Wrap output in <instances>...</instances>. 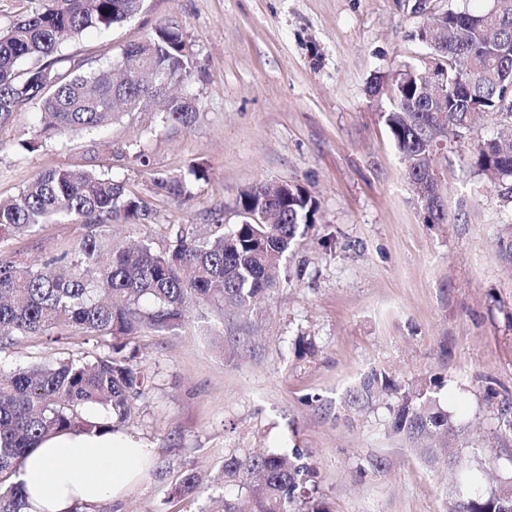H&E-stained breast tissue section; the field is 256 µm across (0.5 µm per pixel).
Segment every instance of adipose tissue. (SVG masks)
I'll return each mask as SVG.
<instances>
[{"mask_svg": "<svg viewBox=\"0 0 512 512\" xmlns=\"http://www.w3.org/2000/svg\"><path fill=\"white\" fill-rule=\"evenodd\" d=\"M151 456V449L111 434L55 435L30 451L17 473L25 512H78L120 497Z\"/></svg>", "mask_w": 512, "mask_h": 512, "instance_id": "1", "label": "adipose tissue"}]
</instances>
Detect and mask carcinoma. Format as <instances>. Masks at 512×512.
<instances>
[{"label": "carcinoma", "instance_id": "obj_1", "mask_svg": "<svg viewBox=\"0 0 512 512\" xmlns=\"http://www.w3.org/2000/svg\"><path fill=\"white\" fill-rule=\"evenodd\" d=\"M144 0H41L40 8L0 31V120L25 105L41 114L37 137L107 131L124 114L163 90L162 83H186L192 59L180 27L161 25L142 43L97 66H84L67 53L68 43L88 28L108 29L136 16ZM489 7L452 9L437 22L448 28V43L429 45L430 61L441 68L448 124L436 120L421 63L401 66L389 82L391 107L383 112L396 149L413 182L431 175L421 158L423 143L436 136L459 144L452 126L476 104L486 115H505L494 138L470 145L473 173L490 177L498 195L512 205V112H503L504 85L512 74V0ZM198 112L193 95L168 100L165 113L187 122ZM156 193L189 197L184 179L159 177ZM267 183H256L239 197L243 219L214 224L204 236L180 227L171 244L157 250L148 239L136 249L118 247L107 234L111 224H146L151 200L130 191L105 171L85 166L52 169L26 185L19 195L0 201V230L14 234L39 224L68 219L81 225L77 246L45 263L0 259V350L17 338L44 337L57 342L74 331L116 339L92 360L80 356L33 364L0 377V512H23L20 483L11 481L28 452L60 433L106 434L114 421L130 415L131 396L144 385L124 353L122 337L145 330L172 329L187 316L190 297L208 304L246 305L276 287L274 274L287 253L315 223L316 200L290 185L274 206L272 222L257 224L256 211ZM431 195L421 200L431 224L448 223L444 207ZM500 255L512 263V225L499 237ZM444 382L433 376L402 385L373 370L354 391L352 402L366 405L392 400L390 431L409 441L427 465L451 464L450 512H512V477L485 484L484 470L462 449L467 427L441 406ZM90 405L104 414L92 418ZM225 472L248 491L251 512H326L305 491L312 466L305 454L274 452L232 458Z\"/></svg>", "mask_w": 512, "mask_h": 512}]
</instances>
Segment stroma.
I'll use <instances>...</instances> for the list:
<instances>
[{
	"instance_id": "1",
	"label": "stroma",
	"mask_w": 512,
	"mask_h": 512,
	"mask_svg": "<svg viewBox=\"0 0 512 512\" xmlns=\"http://www.w3.org/2000/svg\"><path fill=\"white\" fill-rule=\"evenodd\" d=\"M421 21L409 0H145L69 50L106 61L159 25H180L194 68L171 90L196 97L194 119L167 121L153 102L107 133L32 151L35 109L0 122V198L57 167L107 170L154 204L151 223L113 225L129 245L147 237L164 247L176 224L200 234L237 223L240 192L261 181L301 186L319 205L263 298L197 306L183 325L130 340L148 385L115 432L152 449V463L99 512H216L247 495L226 459L285 448L308 454L307 487L328 512H446L449 471L390 434L386 403L349 400L375 369L406 383L442 377L440 401L472 426L479 465L512 475V436L496 418L512 401V264L498 254L512 209L474 176L468 151H453L436 163L450 220L427 223L382 118L390 103L369 92L373 77L428 55L413 37ZM194 164L203 179H190ZM159 176L189 179L191 198L157 195ZM81 233L69 223L7 233L0 256L41 263ZM327 236L334 247H322ZM111 343L79 332L22 339L0 353V373ZM188 471L199 480L190 498L177 490Z\"/></svg>"
}]
</instances>
